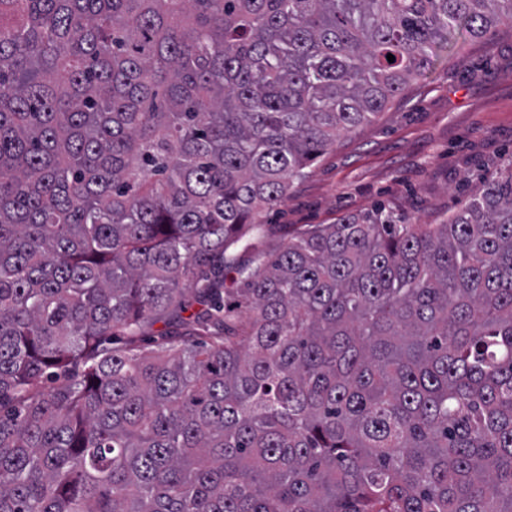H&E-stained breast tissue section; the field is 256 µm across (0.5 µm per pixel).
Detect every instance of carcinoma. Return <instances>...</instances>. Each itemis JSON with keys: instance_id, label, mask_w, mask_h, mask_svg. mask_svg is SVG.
Instances as JSON below:
<instances>
[{"instance_id": "carcinoma-1", "label": "carcinoma", "mask_w": 512, "mask_h": 512, "mask_svg": "<svg viewBox=\"0 0 512 512\" xmlns=\"http://www.w3.org/2000/svg\"><path fill=\"white\" fill-rule=\"evenodd\" d=\"M503 23L512 0H0V512H512V158L435 228L379 210L225 256Z\"/></svg>"}]
</instances>
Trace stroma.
<instances>
[{"mask_svg":"<svg viewBox=\"0 0 512 512\" xmlns=\"http://www.w3.org/2000/svg\"><path fill=\"white\" fill-rule=\"evenodd\" d=\"M510 157L512 25H501L458 38L375 121L342 136L262 215L256 250L276 254L293 230L380 206L407 224L444 223Z\"/></svg>","mask_w":512,"mask_h":512,"instance_id":"35a3bbf8","label":"stroma"}]
</instances>
